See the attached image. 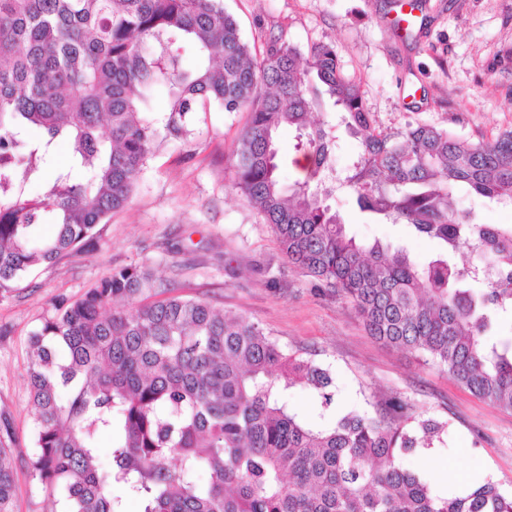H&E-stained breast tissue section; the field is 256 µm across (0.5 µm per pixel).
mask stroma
Returning a JSON list of instances; mask_svg holds the SVG:
<instances>
[{"mask_svg": "<svg viewBox=\"0 0 512 512\" xmlns=\"http://www.w3.org/2000/svg\"><path fill=\"white\" fill-rule=\"evenodd\" d=\"M243 38L265 50L285 35L300 51L336 46L339 69L360 86L374 127L394 134L432 124L470 139L512 131V0H422L416 25L395 32L393 0H224ZM244 112L197 113L189 133L150 158L129 204L98 225L93 247L38 267L0 297V439L9 438L18 480L14 512H61L30 475L35 409L27 340L54 301L77 299L112 268L145 264L183 294L259 323L287 353L330 371L333 402L305 389L291 409L320 424L354 410L374 417L398 397L447 425L433 453L407 464L459 492L489 478L512 494V410L480 399L443 368L370 336L343 297L313 287L289 265L269 225L233 187ZM331 204L357 240L404 244L417 261L437 251L404 224L362 213L337 190Z\"/></svg>", "mask_w": 512, "mask_h": 512, "instance_id": "stroma-1", "label": "stroma"}]
</instances>
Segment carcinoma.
Here are the masks:
<instances>
[{
	"mask_svg": "<svg viewBox=\"0 0 512 512\" xmlns=\"http://www.w3.org/2000/svg\"><path fill=\"white\" fill-rule=\"evenodd\" d=\"M321 85L361 141L339 182L332 126L310 120ZM159 89L171 135L214 105L249 113L234 186L288 263L318 291L346 298L377 340L422 354L512 410V337L492 333L496 315L512 311V226L481 224L458 204L465 190L512 206V132L477 141L427 124L378 132L333 44L304 56L280 37L259 56L222 0H0L1 295L34 267L84 249L129 203L158 136L141 108ZM285 126L307 161L287 187L276 148ZM60 144L70 166L30 194ZM338 186L369 216L435 241L438 253L420 264L401 244L356 240L328 204ZM42 224L52 235L37 234ZM464 247L473 262L459 265L451 256ZM483 267L492 275L478 294L466 283ZM27 360L30 473L62 494L65 512H125L127 497L140 512H512V497L490 479L448 494L406 467L403 456L445 426L399 401L378 417L309 423L288 392L313 389L330 406L327 369L285 353L243 316L176 294L144 264L55 304L29 334ZM15 484L0 442V512H13Z\"/></svg>",
	"mask_w": 512,
	"mask_h": 512,
	"instance_id": "obj_1",
	"label": "carcinoma"
}]
</instances>
